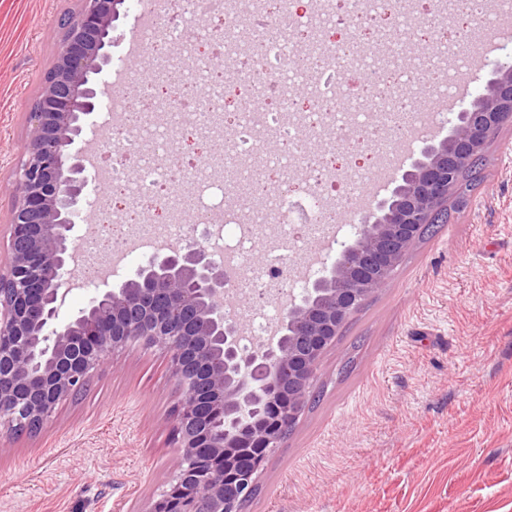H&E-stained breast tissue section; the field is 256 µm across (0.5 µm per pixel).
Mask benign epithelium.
<instances>
[{
    "instance_id": "obj_1",
    "label": "benign epithelium",
    "mask_w": 512,
    "mask_h": 512,
    "mask_svg": "<svg viewBox=\"0 0 512 512\" xmlns=\"http://www.w3.org/2000/svg\"><path fill=\"white\" fill-rule=\"evenodd\" d=\"M125 4L80 0L77 13L61 18L62 41L28 112L9 259L0 271V440L42 429L86 388L106 353L158 348L180 389L179 453L173 477L146 512H241L259 472L232 462L234 449L249 446L267 457L288 438L347 318L385 285L424 225L457 200L461 169L512 124V63L493 66L448 137L425 146L391 195L361 216L327 275L281 313L259 346L240 348V324L224 307V269L200 244L165 248L60 322L87 185L86 155L74 145L104 95L98 76L112 62V32ZM207 348L219 358L204 357Z\"/></svg>"
}]
</instances>
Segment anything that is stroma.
Instances as JSON below:
<instances>
[{
	"label": "stroma",
	"mask_w": 512,
	"mask_h": 512,
	"mask_svg": "<svg viewBox=\"0 0 512 512\" xmlns=\"http://www.w3.org/2000/svg\"><path fill=\"white\" fill-rule=\"evenodd\" d=\"M78 0H0V265L26 114ZM448 224L325 353L244 512H512V126ZM179 391L164 354L107 357L34 435L0 447V512H143L170 479Z\"/></svg>",
	"instance_id": "stroma-1"
}]
</instances>
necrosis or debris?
Masks as SVG:
<instances>
[{"mask_svg":"<svg viewBox=\"0 0 512 512\" xmlns=\"http://www.w3.org/2000/svg\"><path fill=\"white\" fill-rule=\"evenodd\" d=\"M246 7L276 28L290 3L177 0L171 5L162 0V12L177 11L180 19L151 28L153 57L185 70L201 58V37L192 32L189 21L207 18L205 38L221 45ZM425 8L439 24L431 39L428 78L440 89L450 77L442 60L456 56L467 33L465 21L483 15L482 0H427ZM333 29L346 30L348 37L307 74L308 92L300 101L284 91L286 76L295 70L292 51L284 44L245 58L226 50L221 72L206 69L195 75L211 90L206 98L167 75L153 78L135 101H128L118 89L107 96L100 122L91 130L96 153L86 211L98 221L87 226L83 239L111 251L108 274H116L131 258H151L161 243L185 245L189 228L183 206L166 195L165 187L174 180L190 183L191 208L204 226V244L223 265L225 285L243 318V343L249 346L270 334L285 299L301 295L309 279L320 275L321 258L345 235L346 225L332 222V214L347 208L354 181L376 175L375 167L346 164V156L354 149L377 156L379 146L402 136L400 128L386 124L364 100H345L344 76L369 77L373 92L389 102L398 99L401 85L414 78L407 61L381 68L376 50L390 37L394 24L389 14L374 11L370 0L358 8L313 0L307 21L296 24L294 32L300 47L309 49ZM228 73L233 76L229 82L224 79ZM230 110L235 121L229 128L224 114ZM127 112L138 113L139 132L122 122ZM187 127L195 130L202 144L190 167L169 147ZM267 139L281 142L286 161L297 162L304 175L298 180L281 178L273 167H266L258 202L239 201L223 158L230 153L250 159ZM104 184L109 193H101ZM148 208L162 214V223L137 222V212ZM261 237L270 241L267 255L264 261L250 262L253 245Z\"/></svg>","mask_w":512,"mask_h":512,"instance_id":"4bbe7bcc","label":"necrosis or debris"}]
</instances>
